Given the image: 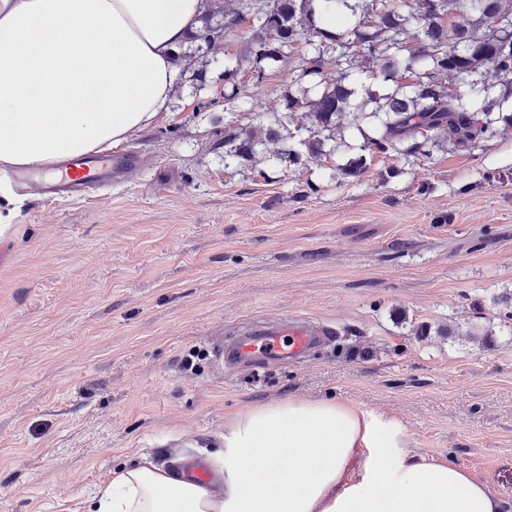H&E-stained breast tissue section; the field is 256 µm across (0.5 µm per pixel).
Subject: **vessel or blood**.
Returning <instances> with one entry per match:
<instances>
[{
    "mask_svg": "<svg viewBox=\"0 0 512 512\" xmlns=\"http://www.w3.org/2000/svg\"><path fill=\"white\" fill-rule=\"evenodd\" d=\"M121 165L108 158H79L63 162L56 176L45 177L35 170H19L14 181L38 189L48 198L95 191L120 173ZM338 331L321 320L282 318L257 320L243 330L238 339L225 343L223 338L210 343L214 362L243 365L251 371L297 361L333 343Z\"/></svg>",
    "mask_w": 512,
    "mask_h": 512,
    "instance_id": "b4317fda",
    "label": "vessel or blood"
}]
</instances>
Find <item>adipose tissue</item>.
Wrapping results in <instances>:
<instances>
[{"instance_id":"1","label":"adipose tissue","mask_w":512,"mask_h":512,"mask_svg":"<svg viewBox=\"0 0 512 512\" xmlns=\"http://www.w3.org/2000/svg\"><path fill=\"white\" fill-rule=\"evenodd\" d=\"M202 14L201 0H0V169L52 173L152 125ZM397 436L336 400L261 404L225 427L220 486L143 455L89 512H503L467 469L399 452Z\"/></svg>"}]
</instances>
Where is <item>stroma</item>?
I'll return each mask as SVG.
<instances>
[{"label":"stroma","mask_w":512,"mask_h":512,"mask_svg":"<svg viewBox=\"0 0 512 512\" xmlns=\"http://www.w3.org/2000/svg\"><path fill=\"white\" fill-rule=\"evenodd\" d=\"M239 13L197 48L169 112L112 149L139 163L93 196L27 191L0 224V512H88L115 469L219 450L254 405L335 399L400 427L512 512V114L468 148L382 154L351 117L283 168L224 141L313 88L296 44L268 65ZM236 69L226 81L225 69ZM361 160L360 178L342 165ZM335 323L336 341L262 374L181 365L248 318Z\"/></svg>","instance_id":"1"}]
</instances>
